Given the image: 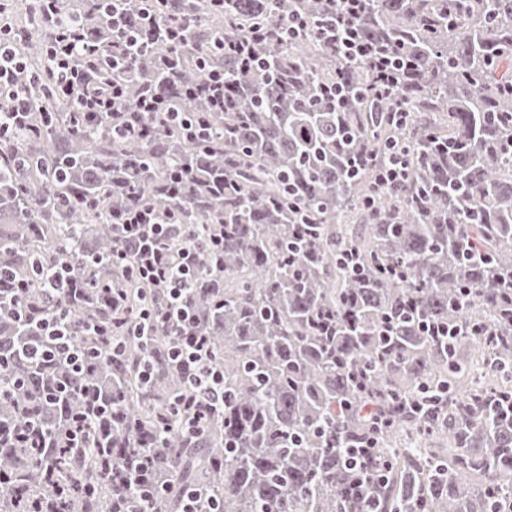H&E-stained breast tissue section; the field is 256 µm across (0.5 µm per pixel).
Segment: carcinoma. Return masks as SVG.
<instances>
[{
    "label": "carcinoma",
    "mask_w": 512,
    "mask_h": 512,
    "mask_svg": "<svg viewBox=\"0 0 512 512\" xmlns=\"http://www.w3.org/2000/svg\"><path fill=\"white\" fill-rule=\"evenodd\" d=\"M229 2L117 3L131 18L149 8L162 26L172 13L197 20L181 48L160 37L126 63L119 108L144 91L173 112H205L200 141L164 112L143 117L144 137L115 136L111 117L75 128L73 104L51 94L47 36L17 45L26 68L0 110L18 95L31 118L0 137V265L36 299L47 283L35 268L64 261L84 294L115 281L137 310L150 293L109 263L112 215L139 198L173 209L181 173L186 230L224 225V258L199 253L191 294L224 371V415L189 438L173 409L185 380L167 366L138 378L134 361L162 353L169 328L146 348L106 306L63 294L48 311L67 308L78 340L95 344L85 323L106 332L91 368L71 373L24 357L40 336L4 300L0 433L25 420L40 441L62 434L67 414L36 400L62 384L74 414L83 391H101L112 424L89 422L85 452L0 442V512H29L51 484L67 512H112L127 462L152 450L154 512H179L188 488L204 494L201 512H512V0H367L361 36L410 61L400 129L390 100L367 92L372 69L317 39L271 40L247 74L214 45L295 11L321 20L326 0ZM59 9L107 20L90 0ZM203 62L224 70L222 112L182 95ZM399 137L412 145L408 179L378 190L385 144ZM480 322L493 334L473 333ZM466 346L491 380L472 373ZM163 421L172 431L156 448Z\"/></svg>",
    "instance_id": "carcinoma-1"
}]
</instances>
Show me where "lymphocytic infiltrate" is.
Instances as JSON below:
<instances>
[{"mask_svg": "<svg viewBox=\"0 0 512 512\" xmlns=\"http://www.w3.org/2000/svg\"><path fill=\"white\" fill-rule=\"evenodd\" d=\"M340 5L328 17L322 38L336 46L347 60L371 63L375 72L373 91L392 99L398 122L409 114L407 102L398 97L399 74L390 62L375 58L369 44L360 41L354 25L365 8V0H339ZM58 0H40L42 17L55 34L47 55L54 69V92L58 97L73 99L84 119L93 121L110 115L113 103L126 97L129 90L120 71H113L111 83L99 80L98 71L106 57L102 45L87 30L83 17L61 15ZM111 0H96L97 9L110 15L112 39L117 58H125L145 46L149 32L158 30L153 16H144L139 23L129 22L113 11ZM115 228L117 241L112 253L114 265L133 259V271L162 299L160 308L145 307L137 316L131 332L147 339L164 324L173 332L172 341L164 353L169 366L178 370L190 383L191 391L181 404L178 423L189 436L201 435L209 421L224 412V374L213 363L209 340L197 331V317L190 306L191 290L196 279V254L205 249L222 255L224 236H184L178 221L162 222L155 210L137 205L119 211ZM26 283L0 269V295H9L19 320L38 329L41 345L33 347L30 357L37 362L61 361L79 365L84 354L70 338L66 327L69 313L60 309L45 316L40 305L24 295Z\"/></svg>", "mask_w": 512, "mask_h": 512, "instance_id": "lymphocytic-infiltrate-1", "label": "lymphocytic infiltrate"}]
</instances>
